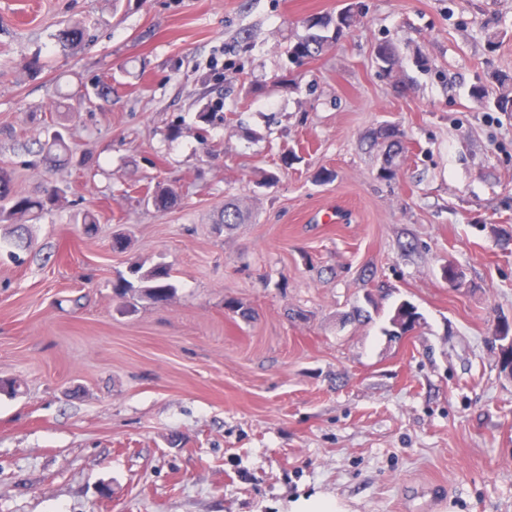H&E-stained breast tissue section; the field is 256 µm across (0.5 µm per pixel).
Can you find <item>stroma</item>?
I'll use <instances>...</instances> for the list:
<instances>
[{"label": "stroma", "instance_id": "obj_1", "mask_svg": "<svg viewBox=\"0 0 512 512\" xmlns=\"http://www.w3.org/2000/svg\"><path fill=\"white\" fill-rule=\"evenodd\" d=\"M345 4L0 0V166L24 194L69 187L30 247L0 225V512H287L311 495L512 512L493 340L512 322V118L470 96L512 73V0H360L347 36L292 63L306 20ZM75 19L91 40L66 55L51 35ZM381 39L405 90L375 67ZM98 80L110 99L74 101ZM60 122L70 162H39ZM386 123L405 134L388 180L369 139ZM160 185L178 195L163 213L142 201ZM228 202L245 223L219 225ZM85 210L94 227L74 223ZM158 263L167 302L115 296ZM404 301L422 319L399 340Z\"/></svg>", "mask_w": 512, "mask_h": 512}]
</instances>
